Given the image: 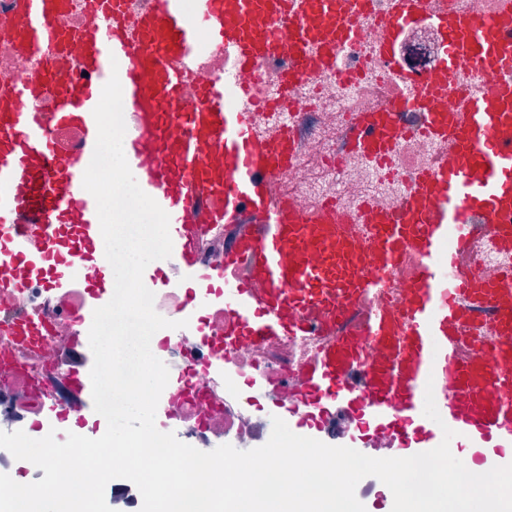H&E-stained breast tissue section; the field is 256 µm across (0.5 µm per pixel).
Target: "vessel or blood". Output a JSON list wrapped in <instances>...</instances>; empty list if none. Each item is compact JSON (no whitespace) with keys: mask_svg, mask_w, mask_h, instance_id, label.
Returning <instances> with one entry per match:
<instances>
[{"mask_svg":"<svg viewBox=\"0 0 512 512\" xmlns=\"http://www.w3.org/2000/svg\"><path fill=\"white\" fill-rule=\"evenodd\" d=\"M68 5L18 0L13 45L43 65L0 98V222L12 227L0 249V289L24 291L35 277L54 292L86 283L69 373L82 414L94 412L88 331L112 283L74 263L104 256L96 201L81 183L97 139L93 110L115 74L136 114L123 151L170 217L181 280L205 276L192 214L229 236L219 275L224 341L212 344L207 371L223 372L237 346L315 334L321 348L296 373L292 404L282 406L272 380L253 385L278 417L320 433L329 416H343L363 430V448L390 457L434 449L447 428L475 448H512V0H471L461 11L448 0H390L369 53L398 72L400 88L382 108L348 116L345 152L390 169L399 142L417 133L444 155L409 172L411 187L396 205L364 199L349 208L306 207L275 193L294 160L296 130L259 128L253 108L297 109V86L335 71L343 48L358 41L369 0H194L189 11L184 0H152L133 24L125 0H102L110 18L85 38L75 66L56 24ZM427 19L442 38L441 59L401 67L402 32ZM212 49L224 52L223 73L185 98L195 60ZM283 56L278 97H261L258 66ZM48 91L51 111L26 109ZM443 93L450 102L441 111L433 102ZM230 98L237 108H226ZM68 127L82 140L59 170L53 135ZM33 233L41 249L28 247ZM483 249L502 264L477 267ZM198 369L189 357L171 371L158 417L176 419L173 394ZM429 392L437 422L423 413Z\"/></svg>","mask_w":512,"mask_h":512,"instance_id":"obj_1","label":"vessel or blood"}]
</instances>
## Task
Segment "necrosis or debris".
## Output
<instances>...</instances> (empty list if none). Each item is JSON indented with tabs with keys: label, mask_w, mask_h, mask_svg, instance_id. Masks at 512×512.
Returning <instances> with one entry per match:
<instances>
[{
	"label": "necrosis or debris",
	"mask_w": 512,
	"mask_h": 512,
	"mask_svg": "<svg viewBox=\"0 0 512 512\" xmlns=\"http://www.w3.org/2000/svg\"><path fill=\"white\" fill-rule=\"evenodd\" d=\"M388 0H373L371 13L359 20L360 43L345 50L339 71H355L356 80L344 82L336 73H323L296 91L303 106L300 113L280 112L279 123L298 124L299 144L296 158L282 177L280 187L303 204L314 206L327 200L349 206L354 192L365 197L396 202L408 190L406 170L432 161L441 146L423 138L403 140L398 154L401 175L388 176L359 158H343L344 122L348 114L368 112L389 98L394 77L370 57L369 47L379 39L387 18ZM105 14L94 0H72L61 26L70 34L68 53L78 58L83 36L99 32ZM16 27L15 0H0V91L30 80L36 70L34 59L23 50L7 48ZM397 53L409 67H428L442 55L440 37L432 25L424 23L404 33ZM81 306L79 289L51 293L42 282H32L25 292L0 290V430L30 431L37 405L45 399L56 401L63 409L73 410L76 392L66 380L70 351L80 332L76 313ZM34 315L46 326V333L32 337L20 335L17 323ZM224 337V321L216 315H202L201 333L182 340L168 339L166 331H157L150 342L152 353L167 367L181 365L185 355L195 354L206 361L210 354L203 337ZM317 350L314 337L297 340L282 337L263 348L240 346L234 353L235 375L220 377L199 372L192 388L181 393L176 403L190 409L191 416L180 426L184 441L208 451L217 437H225L236 448L262 442L264 429L252 409L247 378L265 374L280 381L282 402L294 400L291 377L302 361Z\"/></svg>",
	"instance_id": "obj_1"
}]
</instances>
